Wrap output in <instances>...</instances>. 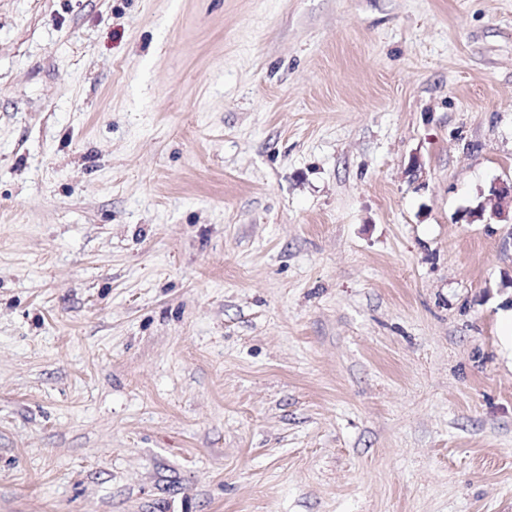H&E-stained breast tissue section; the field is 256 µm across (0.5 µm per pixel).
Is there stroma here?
I'll return each mask as SVG.
<instances>
[{"label":"stroma","mask_w":512,"mask_h":512,"mask_svg":"<svg viewBox=\"0 0 512 512\" xmlns=\"http://www.w3.org/2000/svg\"><path fill=\"white\" fill-rule=\"evenodd\" d=\"M512 0H0V512H512ZM488 200L491 202V216L506 217L512 213V180L510 182H494L489 190Z\"/></svg>","instance_id":"1"}]
</instances>
